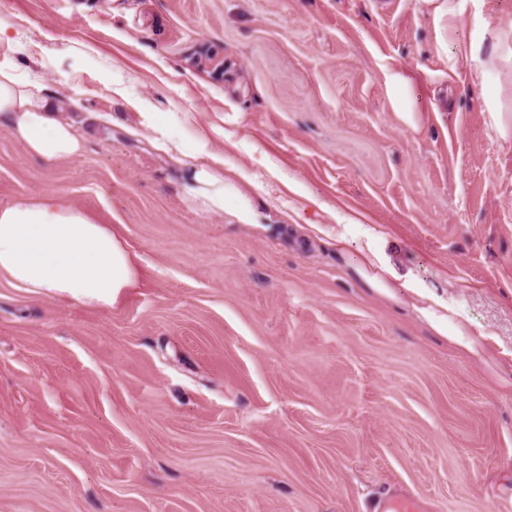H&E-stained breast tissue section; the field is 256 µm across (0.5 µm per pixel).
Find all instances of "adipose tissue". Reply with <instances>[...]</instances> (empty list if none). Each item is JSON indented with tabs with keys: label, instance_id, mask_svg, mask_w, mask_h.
<instances>
[{
	"label": "adipose tissue",
	"instance_id": "adipose-tissue-1",
	"mask_svg": "<svg viewBox=\"0 0 512 512\" xmlns=\"http://www.w3.org/2000/svg\"><path fill=\"white\" fill-rule=\"evenodd\" d=\"M18 39L0 21V122L30 155L53 162L81 153V119L65 117L58 97L21 79L10 50ZM224 161L217 155L189 166L184 195L209 213L224 210ZM0 277L49 300L112 306L136 287V257L111 225L52 194L0 206Z\"/></svg>",
	"mask_w": 512,
	"mask_h": 512
}]
</instances>
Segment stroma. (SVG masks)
Wrapping results in <instances>:
<instances>
[{
  "mask_svg": "<svg viewBox=\"0 0 512 512\" xmlns=\"http://www.w3.org/2000/svg\"><path fill=\"white\" fill-rule=\"evenodd\" d=\"M446 3L0 0L95 117L54 162L1 123L0 204L141 258L109 308L0 277V512H512V0ZM189 172L184 185L185 198L192 203H199L209 213L224 211V160L208 154V160L187 165Z\"/></svg>",
  "mask_w": 512,
  "mask_h": 512,
  "instance_id": "35a3bbf8",
  "label": "stroma"
}]
</instances>
